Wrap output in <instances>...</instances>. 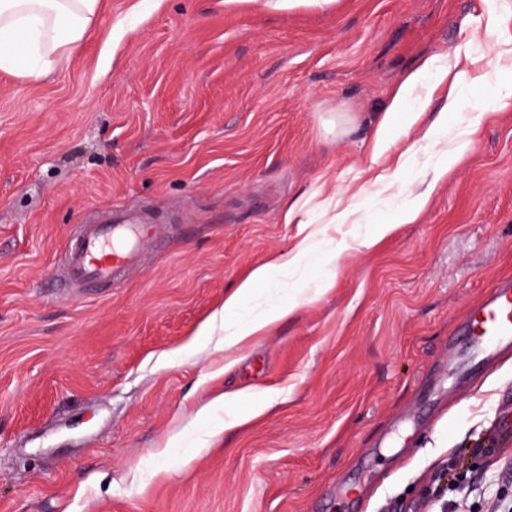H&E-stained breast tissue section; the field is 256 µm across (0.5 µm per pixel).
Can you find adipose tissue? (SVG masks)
Returning a JSON list of instances; mask_svg holds the SVG:
<instances>
[{"instance_id":"ef3b65f1","label":"adipose tissue","mask_w":512,"mask_h":512,"mask_svg":"<svg viewBox=\"0 0 512 512\" xmlns=\"http://www.w3.org/2000/svg\"><path fill=\"white\" fill-rule=\"evenodd\" d=\"M100 0H0V69L29 79H40L61 66L68 58L70 45L81 40L93 22ZM447 68L426 62L410 73L397 88L376 129L374 155L382 157L396 140L397 119L417 121L419 114L408 106L418 89L430 79L444 80ZM308 243H299L288 261L273 258L255 267L225 297L198 330L199 336L217 337V349L243 344L267 327L287 317L293 303L283 302L267 308L257 306L260 286L269 283L284 267L299 266L310 252Z\"/></svg>"}]
</instances>
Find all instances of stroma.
<instances>
[{"mask_svg": "<svg viewBox=\"0 0 512 512\" xmlns=\"http://www.w3.org/2000/svg\"><path fill=\"white\" fill-rule=\"evenodd\" d=\"M431 59L468 74L446 138H423L448 101L433 83L374 159L393 92ZM500 82L512 0H102L60 70H0V512H445L466 469L473 512L512 499L496 481L512 447L488 442L512 419V359L422 412L425 428L408 416L455 368L456 326L512 276ZM143 204L159 236L139 268L55 294L73 225ZM344 209L355 221L331 223ZM378 224L393 230L374 242ZM308 235L288 318L228 353L195 342Z\"/></svg>", "mask_w": 512, "mask_h": 512, "instance_id": "35a3bbf8", "label": "stroma"}]
</instances>
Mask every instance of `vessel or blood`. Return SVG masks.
<instances>
[{"label": "vessel or blood", "instance_id": "obj_1", "mask_svg": "<svg viewBox=\"0 0 512 512\" xmlns=\"http://www.w3.org/2000/svg\"><path fill=\"white\" fill-rule=\"evenodd\" d=\"M140 209L114 208L93 213L68 242L59 288L110 284L139 267L145 247L156 237ZM469 338L468 361L452 376L454 387L470 386L496 355L512 353V277L497 280L460 324Z\"/></svg>", "mask_w": 512, "mask_h": 512}]
</instances>
